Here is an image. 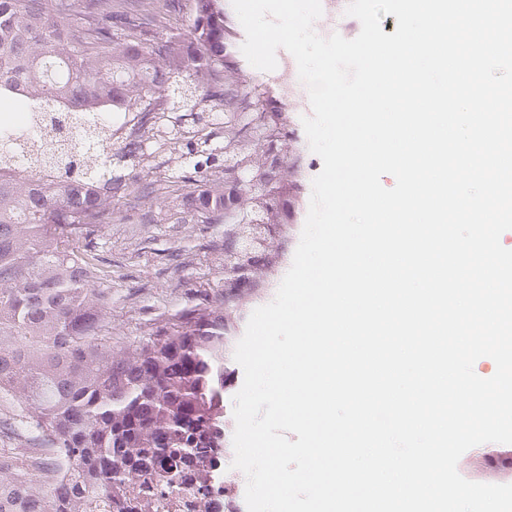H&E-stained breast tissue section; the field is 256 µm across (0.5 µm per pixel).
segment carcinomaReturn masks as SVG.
I'll list each match as a JSON object with an SVG mask.
<instances>
[{"mask_svg":"<svg viewBox=\"0 0 512 512\" xmlns=\"http://www.w3.org/2000/svg\"><path fill=\"white\" fill-rule=\"evenodd\" d=\"M170 19L143 0H0V113L7 103L40 114L33 130L0 124V434L55 448L58 475L30 455L38 478L8 459L0 512H164L190 484L186 464L218 467L224 440V319L194 316L161 329L131 359L112 353V293L88 256L71 247L112 222L127 182L115 163L140 166L142 138L198 172L268 200L250 211L220 206L224 193L139 185L181 222L224 215L270 223L276 182L249 169L248 146H287L251 86L224 85V15L194 0L189 39L158 36ZM190 90L185 125L168 128L174 89ZM130 115L125 146L109 113ZM212 137L196 155L201 132ZM212 194L207 206L201 196Z\"/></svg>","mask_w":512,"mask_h":512,"instance_id":"cac0c4a2","label":"carcinoma"}]
</instances>
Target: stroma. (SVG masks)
<instances>
[{
	"mask_svg": "<svg viewBox=\"0 0 512 512\" xmlns=\"http://www.w3.org/2000/svg\"><path fill=\"white\" fill-rule=\"evenodd\" d=\"M294 141L281 153L280 192L245 271H238L241 231L236 224H177L163 211L141 223L139 196L122 199L119 209L131 223L104 225L93 255L112 291V349L131 355L160 326H175L188 312L223 316L224 416L232 418L233 398L244 372L234 359L238 341L256 308L255 300L289 270L308 213L310 195L301 192Z\"/></svg>",
	"mask_w": 512,
	"mask_h": 512,
	"instance_id": "obj_1",
	"label": "stroma"
}]
</instances>
